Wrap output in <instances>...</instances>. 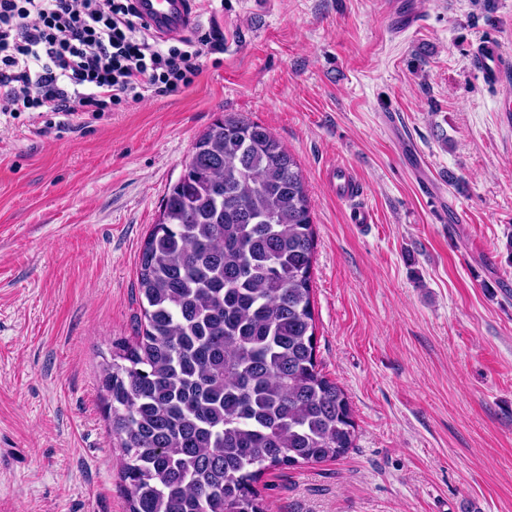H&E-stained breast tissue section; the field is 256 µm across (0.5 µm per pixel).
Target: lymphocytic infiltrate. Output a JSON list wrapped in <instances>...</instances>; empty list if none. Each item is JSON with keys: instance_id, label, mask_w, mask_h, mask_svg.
Here are the masks:
<instances>
[{"instance_id": "lymphocytic-infiltrate-1", "label": "lymphocytic infiltrate", "mask_w": 512, "mask_h": 512, "mask_svg": "<svg viewBox=\"0 0 512 512\" xmlns=\"http://www.w3.org/2000/svg\"><path fill=\"white\" fill-rule=\"evenodd\" d=\"M223 44L155 36L135 0H0V111L73 116L176 93Z\"/></svg>"}]
</instances>
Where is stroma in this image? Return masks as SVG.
Returning a JSON list of instances; mask_svg holds the SVG:
<instances>
[{
	"label": "stroma",
	"mask_w": 512,
	"mask_h": 512,
	"mask_svg": "<svg viewBox=\"0 0 512 512\" xmlns=\"http://www.w3.org/2000/svg\"><path fill=\"white\" fill-rule=\"evenodd\" d=\"M414 14L400 30L389 9ZM224 35L183 91L0 115V512H127L101 367L140 323L144 238L222 114L299 161L317 360L355 446L264 474V512H512V0H196ZM361 184L350 223L330 165ZM478 70L483 81L495 85L506 67L511 62V56L507 55L499 43L484 40L477 46Z\"/></svg>",
	"instance_id": "stroma-1"
}]
</instances>
